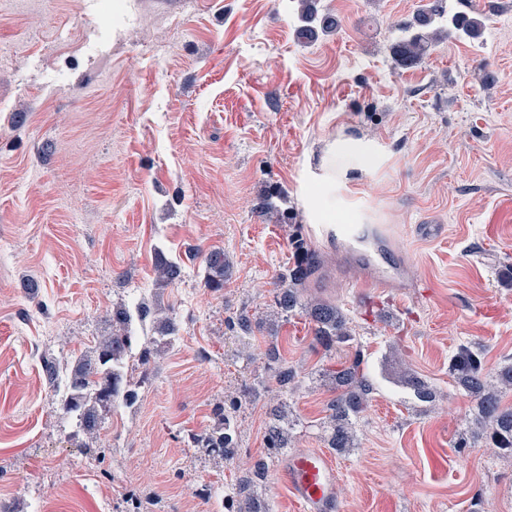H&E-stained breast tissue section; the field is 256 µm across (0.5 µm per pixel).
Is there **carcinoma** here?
<instances>
[{
	"instance_id": "carcinoma-1",
	"label": "carcinoma",
	"mask_w": 512,
	"mask_h": 512,
	"mask_svg": "<svg viewBox=\"0 0 512 512\" xmlns=\"http://www.w3.org/2000/svg\"><path fill=\"white\" fill-rule=\"evenodd\" d=\"M301 25L297 37L306 42L318 38L321 33L337 30L338 21L329 13L319 14L315 0H300ZM484 17L463 12L448 11L439 4L425 7L416 13L413 21L398 26L399 36L393 44L395 62L402 68L418 65L434 43L444 34L475 40L482 36ZM299 259L295 265L277 274L274 280L275 313L288 316L300 308L313 325V341L326 351L339 344L354 340L344 312L337 306L319 299L302 300L301 290L315 270L314 254L302 238L293 241ZM207 279L205 287L216 290L224 287V275L229 263L224 251L213 250L206 257ZM158 281L169 285L180 280L181 267L165 259L156 266ZM152 314L150 306L143 302L135 310L124 306L112 309V329L98 337L95 345L78 354L70 355V386L67 397L59 404L63 414L76 418L80 433L95 439L100 431L99 409L123 400L130 403L135 392L129 389L125 361L131 350L142 349L141 363L147 364L153 353L172 346L176 327L172 320L154 318L156 335L141 338L136 335L134 322ZM480 348L466 346L451 358L450 371L457 384L475 403L480 425L489 430L491 444L512 453V406L501 402V393L512 390V363L506 364L494 376L483 367ZM327 380L336 396L330 402L331 414L325 425L328 447L344 453L356 446L355 421L364 411L371 384L361 372L360 365L352 364L328 373ZM417 399L429 401L433 389L424 380L409 376L405 379ZM236 403L219 406L217 423L211 431L199 439L207 448L223 458L235 453L233 438V413ZM291 441V422L285 410L275 413L266 433V445L271 452L288 447ZM225 512H259L256 499L242 485L224 496Z\"/></svg>"
}]
</instances>
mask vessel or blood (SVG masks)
<instances>
[{
    "mask_svg": "<svg viewBox=\"0 0 512 512\" xmlns=\"http://www.w3.org/2000/svg\"><path fill=\"white\" fill-rule=\"evenodd\" d=\"M362 260L372 271L371 277L362 280V287H397L398 272L383 268L378 257L366 254ZM281 475L304 512H338L336 468L326 454L310 451L290 456L281 468Z\"/></svg>",
    "mask_w": 512,
    "mask_h": 512,
    "instance_id": "1",
    "label": "vessel or blood"
}]
</instances>
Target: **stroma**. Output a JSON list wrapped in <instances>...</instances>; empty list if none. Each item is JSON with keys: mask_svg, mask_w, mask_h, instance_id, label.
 Returning a JSON list of instances; mask_svg holds the SVG:
<instances>
[{"mask_svg": "<svg viewBox=\"0 0 512 512\" xmlns=\"http://www.w3.org/2000/svg\"><path fill=\"white\" fill-rule=\"evenodd\" d=\"M120 1L0 0V508L126 512L132 492L139 512H224L249 478L268 512H303L265 445L270 411L287 405L293 452L325 450L318 373L359 360L358 445L331 456L342 512H512V455L459 447L477 411L448 373L467 343L487 373L512 361V0H468L482 37L443 38L413 68L390 47L428 0H317L340 26L312 43L298 0ZM333 138L371 143L376 161L345 186L328 240L310 235L309 202ZM273 189L282 223L262 208ZM377 224L404 280L365 291L340 268ZM297 235L317 260L304 298L342 308L354 341L326 351L303 313L271 318ZM214 248L230 265L217 291ZM162 257L180 281L160 284ZM143 301L178 341L133 371L135 405L102 412L93 456L42 359L86 350L114 307ZM230 400L223 459L192 438ZM207 279L205 287L211 290L223 288L224 275L229 268V263L224 257L223 250L210 251L206 257Z\"/></svg>", "mask_w": 512, "mask_h": 512, "instance_id": "stroma-1", "label": "stroma"}]
</instances>
